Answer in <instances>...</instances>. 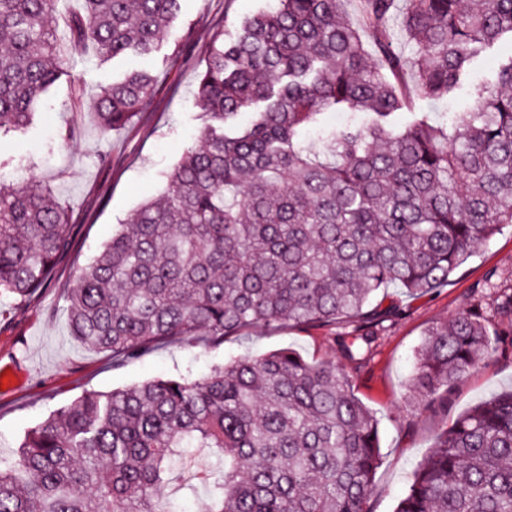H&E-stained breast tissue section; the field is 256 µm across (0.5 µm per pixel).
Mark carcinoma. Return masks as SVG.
<instances>
[{
	"label": "carcinoma",
	"instance_id": "cac0c4a2",
	"mask_svg": "<svg viewBox=\"0 0 512 512\" xmlns=\"http://www.w3.org/2000/svg\"><path fill=\"white\" fill-rule=\"evenodd\" d=\"M58 0H0V129L22 131L67 74L48 23ZM182 0H84L64 40L101 60L148 55ZM236 39L219 34L197 73L208 116L157 202L141 205L69 293L72 335L112 366L182 336L364 319L391 285H448L476 246L512 224V62L471 112L393 117L439 101L471 59L512 37V0H407L408 53L387 37L395 0H274ZM132 71L89 103L108 132L150 102ZM332 112L359 118L341 127ZM74 244L68 211L36 183L0 182V292L50 287ZM369 326L342 340L358 360ZM492 352L477 309L424 332L409 392L445 399ZM208 448L209 512H370L379 423L343 366L292 349L241 356L201 379L87 391L29 429L0 467V512H169L177 459ZM395 512H512V390L437 438Z\"/></svg>",
	"mask_w": 512,
	"mask_h": 512
}]
</instances>
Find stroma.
<instances>
[{
  "instance_id": "stroma-1",
  "label": "stroma",
  "mask_w": 512,
  "mask_h": 512,
  "mask_svg": "<svg viewBox=\"0 0 512 512\" xmlns=\"http://www.w3.org/2000/svg\"><path fill=\"white\" fill-rule=\"evenodd\" d=\"M267 4L268 0H182L177 22L149 56L106 62L89 54L73 56L67 77L40 100L41 117L27 133L0 134V176L36 179L77 225L75 247L59 261L51 288L24 301L0 298V464L17 462L25 432L84 392H107L158 377L200 378L239 356L290 348L309 360L343 362L355 394L379 422L381 463L369 506L372 512H393L414 470L433 451L446 426L512 387V341L496 335L491 355L449 388L447 408L422 409L406 398L414 351L429 326L476 307L490 328L512 321L498 307L501 295L512 291L508 224L478 246L451 275L447 287L420 295L387 288L386 302L397 312L374 322L376 339L357 362L343 361L339 350V337L356 327L354 320L345 318L322 326H256L217 343L188 338L117 367L72 336L67 294L79 270L101 251L118 224L164 190L168 174L206 123L196 99L197 72L219 31L216 23H223L220 31L225 40H232L244 21ZM188 40L193 55L183 62L179 56ZM511 62L512 38L506 36L471 61L447 100H416L412 108L401 109L399 123H407L415 111L437 117L470 111L478 89L494 82L498 71ZM133 69L149 70L158 82L151 103L126 127L106 133L93 111H65L71 80H78L91 98ZM70 123L80 125V137L61 140L59 129ZM104 157L110 159V167H101ZM209 459L208 449H195L191 464L174 472L165 495L175 512H207L205 491L185 499L179 486Z\"/></svg>"
}]
</instances>
